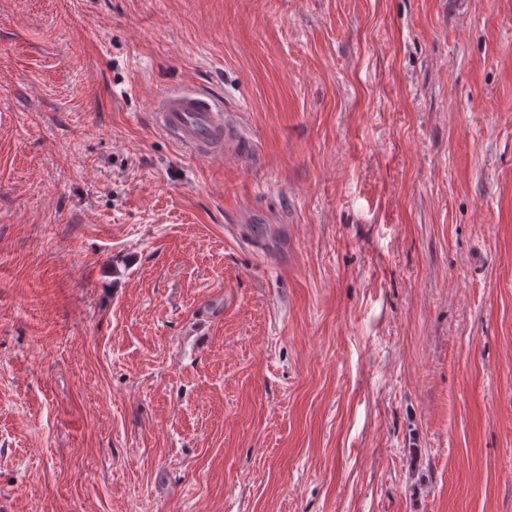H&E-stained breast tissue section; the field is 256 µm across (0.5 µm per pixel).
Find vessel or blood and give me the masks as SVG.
Here are the masks:
<instances>
[{"label": "vessel or blood", "mask_w": 512, "mask_h": 512, "mask_svg": "<svg viewBox=\"0 0 512 512\" xmlns=\"http://www.w3.org/2000/svg\"><path fill=\"white\" fill-rule=\"evenodd\" d=\"M162 126L177 139L203 154L222 150L247 155L240 129L229 122L222 108L202 93L171 92L157 102Z\"/></svg>", "instance_id": "obj_1"}]
</instances>
